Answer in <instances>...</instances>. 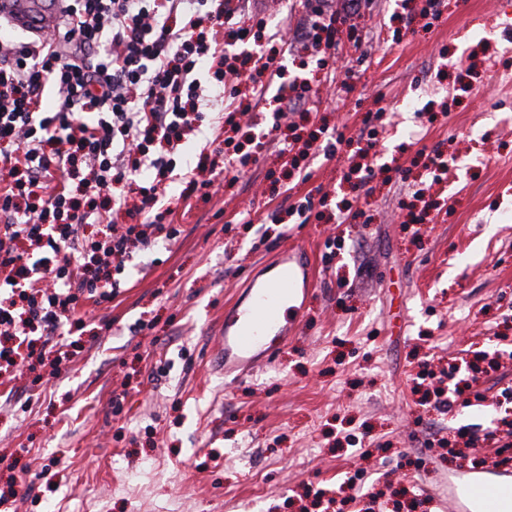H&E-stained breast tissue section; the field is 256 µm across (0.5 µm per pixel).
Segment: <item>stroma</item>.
<instances>
[{"instance_id":"35a3bbf8","label":"stroma","mask_w":512,"mask_h":512,"mask_svg":"<svg viewBox=\"0 0 512 512\" xmlns=\"http://www.w3.org/2000/svg\"><path fill=\"white\" fill-rule=\"evenodd\" d=\"M413 6L367 0L342 26L335 64L310 45L286 53L285 81L310 91L282 130L338 127L347 141L335 154L320 140L293 162L269 144L234 188L175 215L176 238L133 250L82 328L60 325L73 358L59 377L0 374L9 512H299L302 491L340 512H434L412 475L435 487L494 452L512 458L500 423L512 413V81L487 65L512 48V15L441 0L432 27L404 25ZM407 93L420 111L402 108ZM377 99L387 111L371 146L362 120ZM221 109L205 106L167 196L213 150ZM416 130L449 182H434ZM319 192L322 219L290 223L289 204ZM245 211L254 223H241ZM292 238L317 276L303 323L270 363L225 378L224 305ZM477 352L498 364L451 411L415 393Z\"/></svg>"}]
</instances>
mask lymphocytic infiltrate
Returning <instances> with one entry per match:
<instances>
[{"label": "lymphocytic infiltrate", "instance_id": "lymphocytic-infiltrate-1", "mask_svg": "<svg viewBox=\"0 0 512 512\" xmlns=\"http://www.w3.org/2000/svg\"><path fill=\"white\" fill-rule=\"evenodd\" d=\"M360 15L361 0L337 9L318 0L305 37L331 54L337 23ZM255 26L266 30L258 49ZM288 47L287 27L268 26L234 0H66L60 24L37 45L0 41L1 370L31 364L39 340L63 321L111 301L134 248L176 236L170 218L191 209L193 193L210 199L216 182L234 183L276 140L280 110L267 130L240 140L249 107L240 96L258 106L272 94L290 111L304 108L305 84L278 81ZM213 92L224 100V146L186 171L188 193L166 197L171 156ZM47 95L58 98L57 111H42ZM144 169L154 178L137 183ZM122 211L132 223L112 222ZM88 224L97 237L85 235Z\"/></svg>", "mask_w": 512, "mask_h": 512}]
</instances>
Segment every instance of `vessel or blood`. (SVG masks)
Masks as SVG:
<instances>
[{"mask_svg":"<svg viewBox=\"0 0 512 512\" xmlns=\"http://www.w3.org/2000/svg\"><path fill=\"white\" fill-rule=\"evenodd\" d=\"M0 12L11 24L28 26L39 16L40 31H48L56 11L35 10L29 0H0ZM305 249L292 243L269 261L273 271L265 282L249 281L246 294L224 312L217 345L224 356L225 373L245 376L268 362L294 334L315 281L307 276ZM440 512H512V468L488 465L455 476L438 501Z\"/></svg>","mask_w":512,"mask_h":512,"instance_id":"b4317fda","label":"vessel or blood"}]
</instances>
